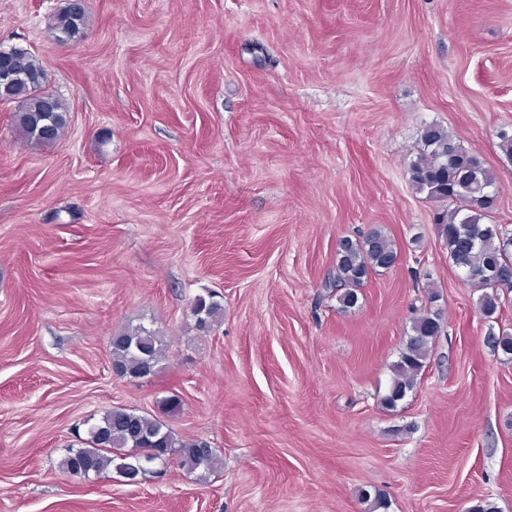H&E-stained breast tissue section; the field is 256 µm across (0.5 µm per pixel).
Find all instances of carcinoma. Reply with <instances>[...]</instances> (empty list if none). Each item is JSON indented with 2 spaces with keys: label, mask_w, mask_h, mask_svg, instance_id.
I'll return each instance as SVG.
<instances>
[{
  "label": "carcinoma",
  "mask_w": 512,
  "mask_h": 512,
  "mask_svg": "<svg viewBox=\"0 0 512 512\" xmlns=\"http://www.w3.org/2000/svg\"><path fill=\"white\" fill-rule=\"evenodd\" d=\"M85 8L68 4L54 18L53 27L60 40H73L88 27ZM11 72L23 77L0 93L3 102L16 104L14 121L19 134L34 144L49 145L64 134L70 113L65 101L53 95L46 98L32 81L45 69L28 50L16 47L7 60ZM408 180L418 193L439 205L435 218L438 235L448 249L453 265L463 271L468 282L480 291L478 305L487 319L501 309L512 287L497 286L486 274L496 271L512 275V248L509 236L497 224L484 219L493 210L498 187L494 172L464 149L444 127L431 124L423 128L420 146L407 166ZM398 259L392 239L375 228L360 239L341 240L336 264L323 281L327 297L336 298L339 309L357 306L359 291L375 272L391 268ZM439 294L429 292V304L413 311L406 339L398 359L392 364V379L381 397L383 407L394 410L417 387L426 368L436 337L443 329L440 309L432 307ZM195 326L210 331L224 316L222 305L202 297L193 310ZM487 343L496 352L512 356V333L489 330ZM112 365L122 378H142L151 374L164 355V336L158 329L143 325L130 327L112 337ZM159 414L143 415L132 409L113 407L91 425L84 448L71 449L61 459L60 470H78L85 475L123 477L132 473L143 477L151 464L172 454L178 466L190 472L215 471L221 464L219 450L205 441L179 439L163 417L180 412L182 400L172 393L158 401Z\"/></svg>",
  "instance_id": "carcinoma-1"
}]
</instances>
